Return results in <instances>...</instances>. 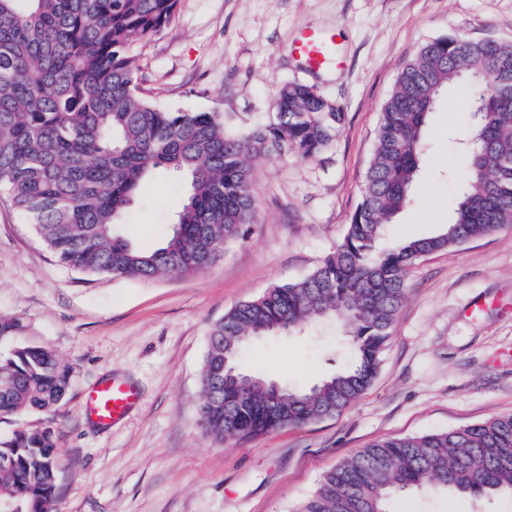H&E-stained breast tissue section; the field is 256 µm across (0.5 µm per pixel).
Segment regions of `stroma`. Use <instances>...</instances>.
Wrapping results in <instances>:
<instances>
[{
	"label": "stroma",
	"instance_id": "stroma-1",
	"mask_svg": "<svg viewBox=\"0 0 512 512\" xmlns=\"http://www.w3.org/2000/svg\"><path fill=\"white\" fill-rule=\"evenodd\" d=\"M306 29L335 36L337 62L305 68L292 45ZM458 33L512 41V0H178L172 22L136 50L141 86L156 106L217 110L248 131L273 121L281 86L299 82L345 114L322 154L256 162L255 223L200 273L150 281L84 274L59 264L27 219L0 201V320L21 327L0 351L42 347L71 369L55 412L2 418L0 437L53 430L58 512H296L324 474L377 440L512 414L511 227L410 269L378 371L339 415L221 444L198 422L211 327L271 285L303 279L342 242L400 72L424 44ZM471 123L469 97L444 93L426 131L425 174L391 238L447 223ZM184 200L172 175L149 179L120 230L154 249ZM350 355L341 329L325 323L252 342L239 366L305 388ZM112 378L139 400L106 426L85 403ZM388 509L512 512V494L425 490L391 499Z\"/></svg>",
	"mask_w": 512,
	"mask_h": 512
}]
</instances>
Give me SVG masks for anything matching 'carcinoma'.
<instances>
[{
	"label": "carcinoma",
	"instance_id": "obj_1",
	"mask_svg": "<svg viewBox=\"0 0 512 512\" xmlns=\"http://www.w3.org/2000/svg\"><path fill=\"white\" fill-rule=\"evenodd\" d=\"M177 0H0V194L62 265L94 276L151 280L210 267L254 223V164L271 154L312 158L344 120L314 87L287 83L275 119L250 133L222 113L166 111L138 83L134 46L172 21ZM484 81L452 217L433 234L394 240L388 225L422 174L426 130L441 94ZM165 169L186 188L162 244L135 247L118 229L142 182ZM512 224V42L465 34L426 43L385 102L361 200L342 243L310 275L276 283L210 330L199 421L218 443L251 439L334 417L370 384L424 257ZM334 318L352 346L342 371L310 388L224 380L245 337L270 336ZM71 371L48 350L0 352V416L51 411ZM53 431L19 429L0 440V502L17 512H57ZM427 484L473 497L512 492V415L442 432L377 441L321 478L299 512H388L389 499Z\"/></svg>",
	"mask_w": 512,
	"mask_h": 512
}]
</instances>
